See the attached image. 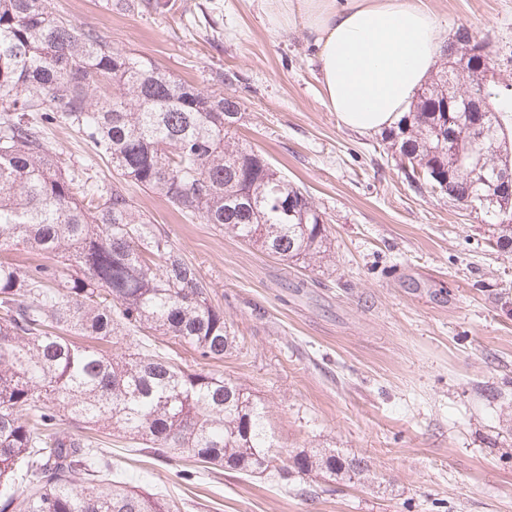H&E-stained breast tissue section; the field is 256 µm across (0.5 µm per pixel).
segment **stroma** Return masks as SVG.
Listing matches in <instances>:
<instances>
[{"mask_svg": "<svg viewBox=\"0 0 512 512\" xmlns=\"http://www.w3.org/2000/svg\"><path fill=\"white\" fill-rule=\"evenodd\" d=\"M447 31L493 50L512 90V0H426ZM54 15L173 78L234 97L235 133L305 189L329 231L327 261L266 255L158 194L125 187L193 263L238 342L208 371L267 408L284 448L367 460L364 480L197 470L107 436L135 491L180 512H512V249L482 214L406 179L382 134L342 127L302 31L273 32L259 0H50ZM62 171L119 175L77 129H43Z\"/></svg>", "mask_w": 512, "mask_h": 512, "instance_id": "35a3bbf8", "label": "stroma"}]
</instances>
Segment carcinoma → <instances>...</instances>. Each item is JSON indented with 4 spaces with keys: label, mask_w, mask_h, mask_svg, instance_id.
Returning <instances> with one entry per match:
<instances>
[{
    "label": "carcinoma",
    "mask_w": 512,
    "mask_h": 512,
    "mask_svg": "<svg viewBox=\"0 0 512 512\" xmlns=\"http://www.w3.org/2000/svg\"><path fill=\"white\" fill-rule=\"evenodd\" d=\"M50 0H0V512H180L160 493L132 490L112 452L75 430L117 427L161 460L207 469L292 477L367 476L364 459L331 448L284 449L266 406L237 383L189 371L150 342L160 334L205 361L232 348L224 310L212 304L194 264L154 228L120 181L87 184L62 173L42 125L82 132L123 179L164 197L182 214L283 261L330 252L322 214L300 187L231 128L237 100L172 78L122 54L103 37L56 18ZM448 56L417 93L400 139L410 183L477 206L496 245H512V222L482 202L504 155L476 167L469 142L448 141L450 84L489 100L486 140L506 143L512 96L485 75L460 74ZM122 342L111 353L101 344Z\"/></svg>",
    "instance_id": "1"
}]
</instances>
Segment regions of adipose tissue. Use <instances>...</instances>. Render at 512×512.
<instances>
[{
	"instance_id": "adipose-tissue-1",
	"label": "adipose tissue",
	"mask_w": 512,
	"mask_h": 512,
	"mask_svg": "<svg viewBox=\"0 0 512 512\" xmlns=\"http://www.w3.org/2000/svg\"><path fill=\"white\" fill-rule=\"evenodd\" d=\"M262 13L274 32L305 33L328 110L359 133L396 126L446 48L424 0H262Z\"/></svg>"
}]
</instances>
